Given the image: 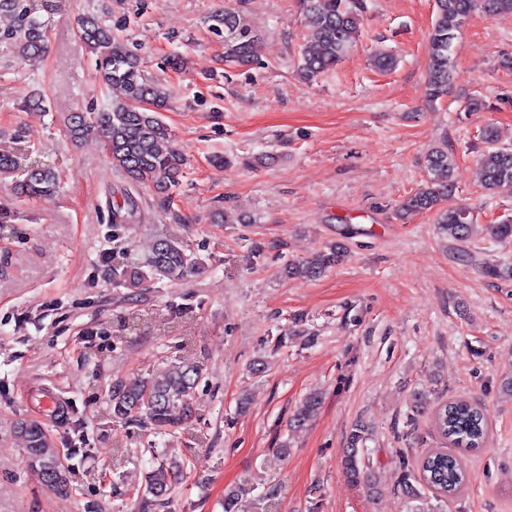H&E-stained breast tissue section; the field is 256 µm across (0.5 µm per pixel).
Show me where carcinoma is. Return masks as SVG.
I'll return each mask as SVG.
<instances>
[{
	"label": "carcinoma",
	"instance_id": "cac0c4a2",
	"mask_svg": "<svg viewBox=\"0 0 512 512\" xmlns=\"http://www.w3.org/2000/svg\"><path fill=\"white\" fill-rule=\"evenodd\" d=\"M305 23L313 31L312 40L302 52L299 73L310 83L319 75L332 70L359 40L362 14L366 0H302ZM436 15L430 32L431 58L428 67L429 98L438 100L448 94L452 68V47L463 20L480 8L490 16L512 13V0H435ZM55 0H0V15L11 24L0 31V45L18 60L33 64L43 57L47 47V18L54 14ZM214 29H224V59L247 65L257 55L255 39L240 27L231 11L212 17ZM80 36L95 56L100 81L120 92L112 103L97 112L73 114L67 135L79 140L96 132L104 142L112 166L123 173L133 185L152 184L168 191L180 186L187 159L170 144L167 126L159 112L166 109L168 97L158 83L147 78L135 53L127 49L97 17L84 16L79 21ZM482 139L487 151L479 159L483 188L496 193L503 187L512 188V151L496 146L495 131L486 127ZM427 177L415 193L399 207V216L432 212L440 233L455 241L470 239L478 227L472 208L466 205L443 207L455 189L452 179L453 158L448 146H435L426 154ZM0 176L11 179L14 193L35 199L56 192L59 173L45 163L23 164L11 153H0ZM135 197L127 192L123 203L112 207L110 220L128 224L137 213ZM347 249L338 242L312 257L289 262L284 267L290 278L314 279L339 264ZM198 258L187 252L184 243L174 237L157 239L145 261L134 258L112 266V282L117 288H137L151 280L175 283L184 280L200 268ZM486 275L495 280L512 281V265L487 263ZM204 376V368L193 361L176 360L157 378H144L124 384L112 391V416L119 420L134 417L145 419L156 434L178 426L192 415L191 397ZM320 404V396L309 395L294 417V423L305 424ZM434 423L441 435L457 448L474 450L482 446L486 423L482 409L466 400L450 401L434 412ZM18 433L26 443L32 470L39 481L57 494L70 492V480L59 449L41 422L22 420ZM371 428L356 423L347 436L342 467L352 482L362 484L367 491L378 494V487L365 452ZM184 464L161 458L148 473L145 484L137 490L134 510L157 512L168 504L170 493L183 476ZM467 475L459 457L443 451L426 454L419 470H403L398 482L401 494L409 504L408 512H430L424 489L436 497L451 498L465 484ZM224 512H267L265 497L250 504L242 503L239 494L229 490L224 494Z\"/></svg>",
	"mask_w": 512,
	"mask_h": 512
}]
</instances>
